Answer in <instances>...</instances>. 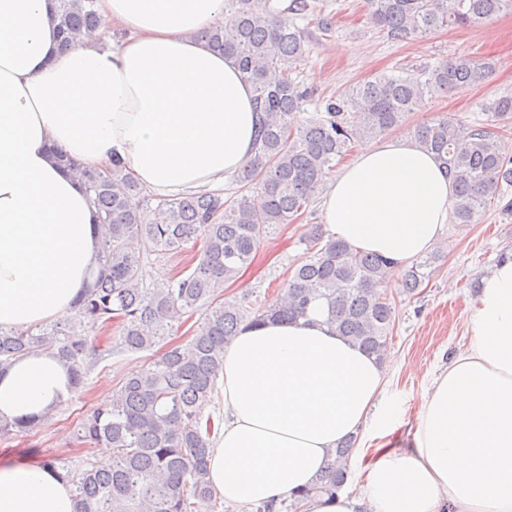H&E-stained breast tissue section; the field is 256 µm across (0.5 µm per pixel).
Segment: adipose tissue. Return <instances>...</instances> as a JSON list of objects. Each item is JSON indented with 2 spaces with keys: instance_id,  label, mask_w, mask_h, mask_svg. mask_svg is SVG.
Instances as JSON below:
<instances>
[{
  "instance_id": "obj_1",
  "label": "adipose tissue",
  "mask_w": 512,
  "mask_h": 512,
  "mask_svg": "<svg viewBox=\"0 0 512 512\" xmlns=\"http://www.w3.org/2000/svg\"><path fill=\"white\" fill-rule=\"evenodd\" d=\"M225 0H96L97 34L63 49L52 0H0V327L62 322L98 261L97 217L62 151L120 157L145 188H218L252 155L257 114L230 60L195 37ZM123 39L107 47L104 33ZM453 184L409 134L362 147L322 201L332 237L404 264L448 222ZM470 341L433 380L406 448L367 459L357 492L301 512H512V256L481 281ZM65 367L37 352L0 370V417L65 399ZM223 423L208 479L232 512L305 491L337 445L392 434L383 365L336 336L323 309L245 327L224 349ZM71 484L0 457V512H77Z\"/></svg>"
}]
</instances>
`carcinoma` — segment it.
I'll use <instances>...</instances> for the list:
<instances>
[{
  "label": "carcinoma",
  "mask_w": 512,
  "mask_h": 512,
  "mask_svg": "<svg viewBox=\"0 0 512 512\" xmlns=\"http://www.w3.org/2000/svg\"><path fill=\"white\" fill-rule=\"evenodd\" d=\"M58 27L68 46L98 26L95 0H55ZM364 23L391 43L435 29L464 28L499 12L512 0H366ZM318 11L314 0H290L282 11L267 0H225L224 21L197 38L224 54L250 85L259 115L254 154L231 175L227 190H200L175 198L148 192L118 158L88 168L61 152L57 160L82 184L95 207L100 241L75 318L66 325L0 327V370L37 351L50 350L66 367L70 392H81L91 370L87 334L112 329L106 352L136 353L160 344L204 309L198 332L186 345L168 347L149 367L129 374L110 404L78 423L75 443L112 449V466L74 473L57 458L33 449L40 461L74 486L79 512H192V501L217 499L207 479L206 457L222 418L204 415L214 401L223 370L224 347L244 326L305 318L316 304L336 334L364 353L385 360L393 307L381 284L389 259L341 239H324L322 225L303 236L307 256L291 271L280 300L250 311L224 300V288L254 260L277 228L308 211L334 161L357 139H373L400 127L427 96L478 84L492 71L488 61L455 59L414 75H382L357 84L325 111L303 120L310 101L299 67L311 48L297 21ZM485 119L458 124L448 118L411 130L414 140L436 156L454 185L451 219L472 224L502 186L512 187V160L493 131L512 119V94L485 109ZM264 197L253 205L251 193ZM191 243L197 258L177 272L162 267L167 255ZM432 257L404 266L403 294H418ZM32 421L0 419V439L30 434ZM356 437L338 445L314 490L333 494L346 483Z\"/></svg>",
  "instance_id": "carcinoma-1"
}]
</instances>
